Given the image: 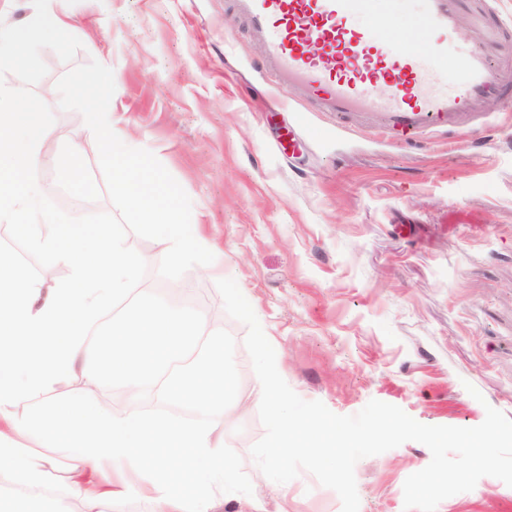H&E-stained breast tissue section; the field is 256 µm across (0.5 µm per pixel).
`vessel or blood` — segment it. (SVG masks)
Wrapping results in <instances>:
<instances>
[{
	"mask_svg": "<svg viewBox=\"0 0 512 512\" xmlns=\"http://www.w3.org/2000/svg\"><path fill=\"white\" fill-rule=\"evenodd\" d=\"M260 40L261 62L278 88L304 91L313 111L337 130L362 125L386 139L416 141L459 132L512 108V32L501 19L474 11L472 0H416L428 48L410 52L376 44L359 24L394 27L397 0H233ZM470 15L475 36L461 43ZM458 82L449 85V73Z\"/></svg>",
	"mask_w": 512,
	"mask_h": 512,
	"instance_id": "b4317fda",
	"label": "vessel or blood"
}]
</instances>
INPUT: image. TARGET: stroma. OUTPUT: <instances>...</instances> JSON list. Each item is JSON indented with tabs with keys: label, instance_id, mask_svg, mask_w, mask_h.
Here are the masks:
<instances>
[{
	"label": "stroma",
	"instance_id": "1",
	"mask_svg": "<svg viewBox=\"0 0 512 512\" xmlns=\"http://www.w3.org/2000/svg\"><path fill=\"white\" fill-rule=\"evenodd\" d=\"M45 13L72 24L64 42L0 61V85L23 88L55 131L34 173L43 195L73 217L113 209L96 142L73 147L83 117L56 89L107 61L113 131L186 191L298 396L338 415L376 399L425 425L475 427L489 406L512 418V111L416 146L336 135L273 84L231 0H0L1 26ZM216 281L198 266L177 281L222 332L234 382L213 421L236 489L216 488L208 512H341L311 473L281 485L253 460L258 378ZM430 460L408 441L358 461L359 512H404L403 484ZM436 512H512V487L486 476Z\"/></svg>",
	"mask_w": 512,
	"mask_h": 512
}]
</instances>
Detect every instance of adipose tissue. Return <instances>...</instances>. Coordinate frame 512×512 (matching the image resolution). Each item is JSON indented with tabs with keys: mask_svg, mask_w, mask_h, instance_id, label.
<instances>
[{
	"mask_svg": "<svg viewBox=\"0 0 512 512\" xmlns=\"http://www.w3.org/2000/svg\"><path fill=\"white\" fill-rule=\"evenodd\" d=\"M26 99L21 88L0 87V222L15 224L24 250L44 267L62 264L69 275L44 289L43 276L29 272L20 251L0 246V420L15 434L0 442V477L22 490L8 512H35L24 491L42 483L52 453L73 461L79 473L71 496H86L91 475L110 486L112 498L124 496L127 485L112 483L102 470L108 463L143 475L140 490L156 512H204L214 486L235 485L211 426L233 389L215 327L164 306H139L114 322L98 347L101 386L118 380L135 389L162 378L166 400L193 410V422L148 417L133 407L113 412L101 403L100 386L66 400L45 395L80 368L86 336L109 301L131 288L139 259L106 228L57 222L32 177L53 129L24 111ZM24 216L53 225V232H29Z\"/></svg>",
	"mask_w": 512,
	"mask_h": 512,
	"instance_id": "1",
	"label": "adipose tissue"
}]
</instances>
